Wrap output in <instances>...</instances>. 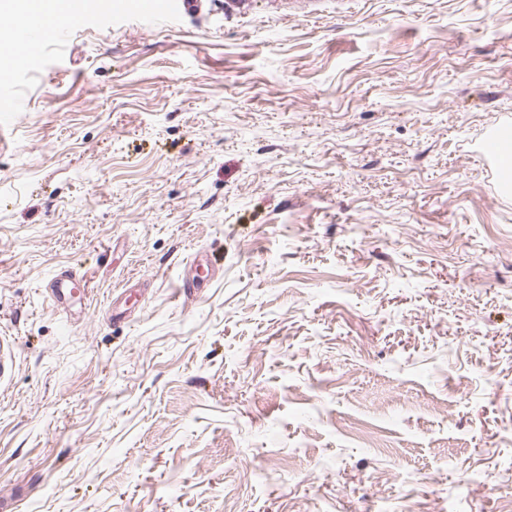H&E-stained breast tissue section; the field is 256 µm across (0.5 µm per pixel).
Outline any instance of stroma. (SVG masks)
I'll list each match as a JSON object with an SVG mask.
<instances>
[{"mask_svg":"<svg viewBox=\"0 0 512 512\" xmlns=\"http://www.w3.org/2000/svg\"><path fill=\"white\" fill-rule=\"evenodd\" d=\"M3 96L0 501L498 512L512 198L470 144L512 119V0L99 6ZM44 290L52 305L63 310L73 304L76 297L90 299L86 279L68 268L56 270L46 282Z\"/></svg>","mask_w":512,"mask_h":512,"instance_id":"1","label":"stroma"}]
</instances>
